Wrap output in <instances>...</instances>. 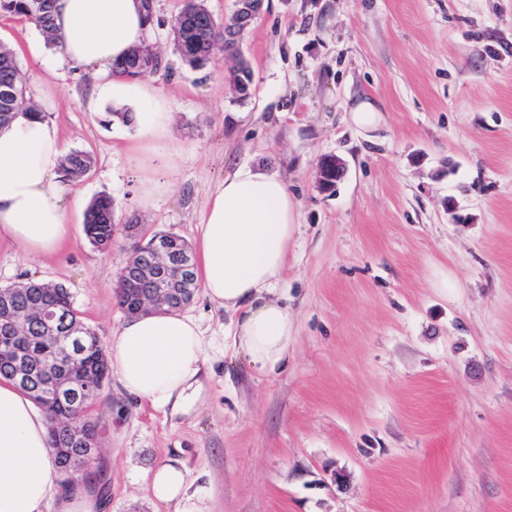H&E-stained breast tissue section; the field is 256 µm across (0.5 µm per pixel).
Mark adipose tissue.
Segmentation results:
<instances>
[{
  "label": "adipose tissue",
  "mask_w": 512,
  "mask_h": 512,
  "mask_svg": "<svg viewBox=\"0 0 512 512\" xmlns=\"http://www.w3.org/2000/svg\"><path fill=\"white\" fill-rule=\"evenodd\" d=\"M59 55L46 54L35 34L29 53L50 77L62 65L92 77L91 105L133 113L135 143L162 147L172 123L168 98L143 79L113 75L115 60L147 42L140 0H56ZM64 146L56 127L35 114L0 129V234L27 253L56 251L68 234L59 174ZM296 201L287 181L249 165L225 174L205 205L197 241V273L208 300L231 315L233 345L261 371L276 372L293 340V317L276 287L288 267ZM209 363L198 321L149 312L126 320L110 338V365L133 397L159 409L191 410ZM45 414L12 381L0 378V512H100L97 493L78 482L53 494ZM147 489L173 512H211L209 498L190 488L187 469L168 460L147 476Z\"/></svg>",
  "instance_id": "ef3b65f1"
}]
</instances>
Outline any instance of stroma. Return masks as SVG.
<instances>
[{"mask_svg":"<svg viewBox=\"0 0 512 512\" xmlns=\"http://www.w3.org/2000/svg\"><path fill=\"white\" fill-rule=\"evenodd\" d=\"M184 0H155L149 80L172 102L165 155L129 150V123L89 105L91 79H52L33 61L35 27L0 16L32 100L88 175L65 183L69 237L36 258L0 237V288H68L109 342L126 317L110 252L88 243L100 193L114 222L138 219L195 243L207 198L248 164L286 179L298 224L278 294L294 319L288 362L253 367L227 338L230 314L196 289L186 315L213 371L188 414L133 400L108 378L99 423L104 512H166L146 474L182 463L213 512H512V0H265L245 32L250 96L223 57L173 53ZM372 103L377 129L352 110ZM341 158L334 193L321 158ZM162 183L150 208L140 183ZM341 482H334V473Z\"/></svg>","mask_w":512,"mask_h":512,"instance_id":"1","label":"stroma"}]
</instances>
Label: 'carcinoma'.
I'll use <instances>...</instances> for the list:
<instances>
[{
  "label": "carcinoma",
  "mask_w": 512,
  "mask_h": 512,
  "mask_svg": "<svg viewBox=\"0 0 512 512\" xmlns=\"http://www.w3.org/2000/svg\"><path fill=\"white\" fill-rule=\"evenodd\" d=\"M55 0H0V15L9 14L28 20L47 38L48 44L58 47L54 24ZM172 47L185 62L193 67L209 63L218 54L225 53L236 58L227 79L239 99L249 96L251 72L239 52L240 39L235 37L226 22L217 21L204 4L197 0H185L179 14L174 18ZM160 64V58L150 47L136 48L122 62L116 64L113 72L117 76L143 78L150 75ZM15 86L16 95L6 98L0 93V128L8 125L18 115L33 113L36 107L26 96V87L15 53L0 46V89ZM94 165V158L85 151L73 150L65 155L62 162L64 180L70 181L84 176ZM84 231L90 244L99 251L112 248L115 235L114 200L102 194L96 197L85 213ZM172 253L190 252L186 242L169 232H156L146 241ZM154 283L139 278L131 267H124L117 283L116 298L120 309L135 315L142 312L140 296L151 291ZM51 308L60 313L65 322L61 326H48L40 321L38 313ZM17 321L23 329L21 344L32 352L35 363L32 373L33 386L23 389L45 412L49 421V438L56 449V464L62 466L70 452L77 447L66 439V432L74 426H81L90 436H97L98 424L89 415L81 417L63 401H48L39 395L37 387L62 376L76 375L92 383H103L107 377V363L101 339L81 321L80 313L74 308L72 296L61 284L29 282L20 286L0 288V377L10 378V354L16 347L11 340L9 321ZM81 328L82 341L79 345V361L72 366L52 364L55 336L64 326Z\"/></svg>",
  "instance_id": "1"
}]
</instances>
